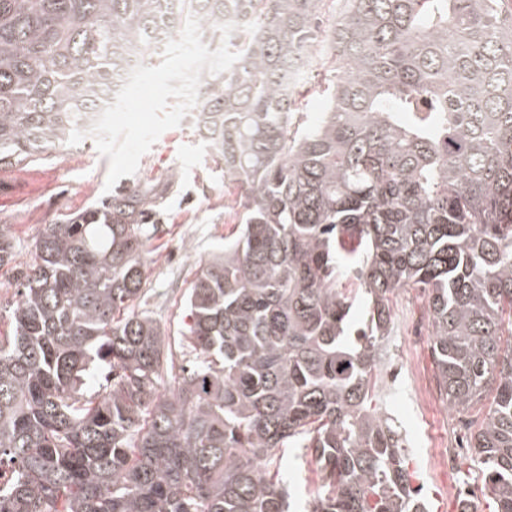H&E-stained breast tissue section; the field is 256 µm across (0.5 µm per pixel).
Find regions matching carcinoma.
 <instances>
[{"label": "carcinoma", "mask_w": 512, "mask_h": 512, "mask_svg": "<svg viewBox=\"0 0 512 512\" xmlns=\"http://www.w3.org/2000/svg\"><path fill=\"white\" fill-rule=\"evenodd\" d=\"M504 0H0V169L89 130L101 98L188 16L241 53L195 123L238 235L196 273L164 381L165 332L136 311L139 190L49 224L0 336V512H425L378 395L392 297L419 288L442 400H487L473 460L512 512V13ZM316 43L288 97L294 51ZM326 99L310 123L300 96ZM359 281L369 301L351 330ZM106 368L103 391L85 389ZM169 389H164V384ZM301 453L302 450L300 448L287 449L279 469L282 480L288 483L289 488L291 487L293 499L301 505V508L296 509L297 511H304L303 507L308 498L306 489L314 486L316 478L315 473L312 471L314 465H305Z\"/></svg>", "instance_id": "1"}]
</instances>
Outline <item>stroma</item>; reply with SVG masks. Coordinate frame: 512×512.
I'll use <instances>...</instances> for the list:
<instances>
[{
  "label": "stroma",
  "mask_w": 512,
  "mask_h": 512,
  "mask_svg": "<svg viewBox=\"0 0 512 512\" xmlns=\"http://www.w3.org/2000/svg\"><path fill=\"white\" fill-rule=\"evenodd\" d=\"M108 158L93 139L51 151L40 159L0 170V231L15 254L0 267V336L11 331L8 311L19 298V273L32 261L33 245L46 225L60 224L89 209H107L113 193L145 191L148 221L161 225L147 243L143 296L138 310L147 312L178 348L185 316V297L198 268L222 252L235 234L238 217L224 189V172L209 155L196 127L189 122L164 132L141 158L137 172L121 178L105 193ZM381 394L387 411L408 438L410 483L418 488L428 512H458L448 479L430 462L451 437L466 441L478 431L486 405L459 414L445 402L421 409L415 404L405 369L393 353L382 365Z\"/></svg>",
  "instance_id": "35a3bbf8"
}]
</instances>
